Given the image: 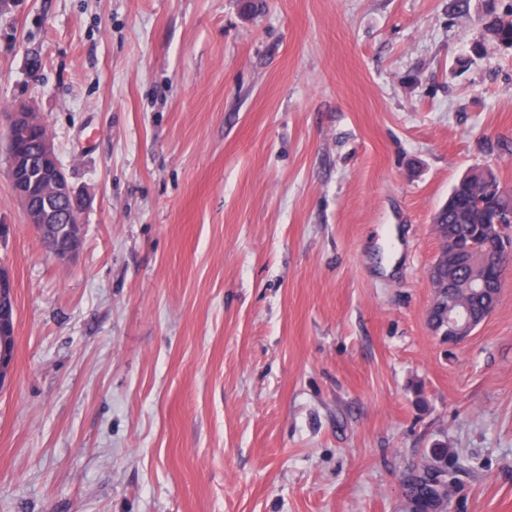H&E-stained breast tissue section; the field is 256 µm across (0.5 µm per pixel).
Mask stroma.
Returning a JSON list of instances; mask_svg holds the SVG:
<instances>
[{"label": "stroma", "instance_id": "obj_1", "mask_svg": "<svg viewBox=\"0 0 512 512\" xmlns=\"http://www.w3.org/2000/svg\"><path fill=\"white\" fill-rule=\"evenodd\" d=\"M512 0H8L29 102L85 198L54 261L0 154L17 312L0 512H512V266L460 348L432 216L512 185ZM485 31L497 45L512 49V11L491 16L485 22ZM499 293L495 297V301L490 307L488 313L485 315L483 321L489 316V314L493 311L495 308L497 301H498ZM461 313L460 311L453 312L448 307V341H444L448 343V347H454L457 346L464 341H466L470 336L473 335L474 331L480 324L476 323H470L466 324L464 326H461L460 319H461ZM448 467L440 469L433 463L423 466L422 473L412 487L413 512H435L448 499Z\"/></svg>", "mask_w": 512, "mask_h": 512}]
</instances>
